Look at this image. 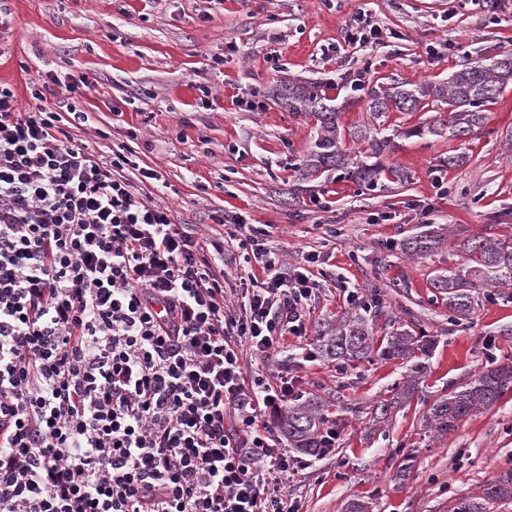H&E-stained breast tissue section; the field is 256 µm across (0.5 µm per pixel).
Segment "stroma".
Here are the masks:
<instances>
[{"mask_svg": "<svg viewBox=\"0 0 512 512\" xmlns=\"http://www.w3.org/2000/svg\"><path fill=\"white\" fill-rule=\"evenodd\" d=\"M361 10L382 28L380 43L324 60L323 48ZM431 45L439 57L428 55ZM506 51L512 0H497L491 12L466 0H0V84L25 105L27 83L52 76L48 91L90 112L94 127L83 138L95 152L125 151L157 170L161 181L144 183V193L192 236L223 238L227 305L246 266L234 217L266 228L260 241L276 267L315 257L307 336H287L275 360L246 349L241 361L246 377L283 375L299 400L322 401L336 432L331 452L286 482L300 512H342L355 498L371 512H453L512 469V390L452 433L435 434L426 419L435 401L491 363H512V288L476 293L470 318L457 322L430 286L435 273L464 263L458 240L512 237V88L486 104L484 127L464 140L404 138L412 127L446 122L442 102L377 119L357 102L339 119L348 156L367 148L359 129L392 137L381 162L408 170L410 182L383 178L368 189L335 171L298 193L295 167L317 120L281 108L270 90L323 81L341 99L355 71L370 85L439 84L467 60ZM455 155L465 163L442 168ZM440 168L442 196L432 186ZM421 224L447 225L450 244L415 258L402 253L400 241ZM350 287L356 300L347 298ZM362 311L376 339L408 322L436 341L415 397L381 422L372 411L406 380L407 362L374 355L343 364L317 346L320 326ZM407 455L413 467L402 480Z\"/></svg>", "mask_w": 512, "mask_h": 512, "instance_id": "stroma-1", "label": "stroma"}]
</instances>
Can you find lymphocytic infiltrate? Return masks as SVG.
Listing matches in <instances>:
<instances>
[{
  "label": "lymphocytic infiltrate",
  "mask_w": 512,
  "mask_h": 512,
  "mask_svg": "<svg viewBox=\"0 0 512 512\" xmlns=\"http://www.w3.org/2000/svg\"><path fill=\"white\" fill-rule=\"evenodd\" d=\"M0 86V512H298L301 466L261 424L288 380L247 379L304 336L306 272L257 263L240 314L204 246L59 127L44 93Z\"/></svg>",
  "instance_id": "lymphocytic-infiltrate-1"
}]
</instances>
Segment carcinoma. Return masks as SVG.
<instances>
[{"label":"carcinoma","instance_id":"carcinoma-1","mask_svg":"<svg viewBox=\"0 0 512 512\" xmlns=\"http://www.w3.org/2000/svg\"><path fill=\"white\" fill-rule=\"evenodd\" d=\"M512 82V52L498 57L478 58L456 71L447 85L429 87L417 85L385 88L373 85L367 89L368 108L379 116L391 109L415 112L431 96L448 104V122L439 125L418 126L408 136H442L466 139L477 133L485 123L483 107L494 100ZM279 104L290 112H311L319 122L317 137L303 154L298 167L299 181L307 182L332 170H345V175L365 187L377 185L383 174L381 155L391 147L388 137L361 135L367 141L365 156L354 163L340 146L338 133L342 107L329 97L319 83L282 84L275 89ZM447 240L444 227L424 224L422 230L403 239L401 249L408 255H423L440 247ZM458 248L467 255V263L457 269L440 272L432 278L431 286L448 296V309L459 319L468 318L474 309L475 290L488 286L512 288V238L491 234L460 240ZM374 327L372 319L354 315L336 325L320 330L322 353L331 359H360L374 350L371 345ZM434 340L415 336L410 327H401L390 333L378 356L386 360L408 359L419 350L428 355ZM425 365L416 362L411 374L398 388L391 401L376 406L380 415H388V408L413 398L417 379ZM512 389V366L494 365L482 371L467 387L436 401L430 408L428 420L441 435L454 431L460 422L475 409L493 405L501 394ZM326 417L320 402L307 400L293 404L277 420V434L288 441V446L300 453L315 456L321 448ZM512 500V469L495 476L484 489V497L459 501L454 512H486L491 501Z\"/></svg>","mask_w":512,"mask_h":512}]
</instances>
